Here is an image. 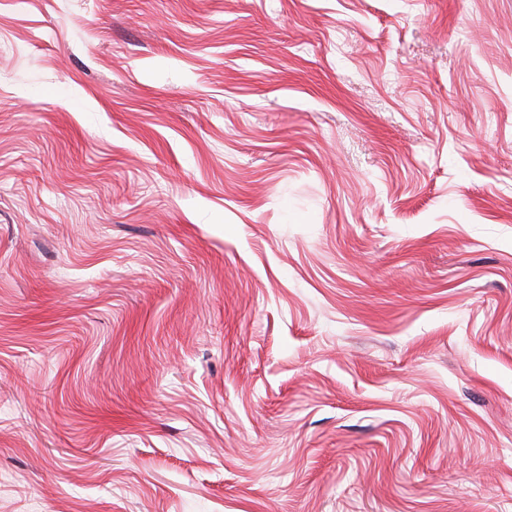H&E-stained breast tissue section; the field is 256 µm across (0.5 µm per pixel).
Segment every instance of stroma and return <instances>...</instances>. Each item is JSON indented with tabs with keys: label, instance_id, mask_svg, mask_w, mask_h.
<instances>
[{
	"label": "stroma",
	"instance_id": "35a3bbf8",
	"mask_svg": "<svg viewBox=\"0 0 512 512\" xmlns=\"http://www.w3.org/2000/svg\"><path fill=\"white\" fill-rule=\"evenodd\" d=\"M0 512H512V0H0Z\"/></svg>",
	"mask_w": 512,
	"mask_h": 512
}]
</instances>
